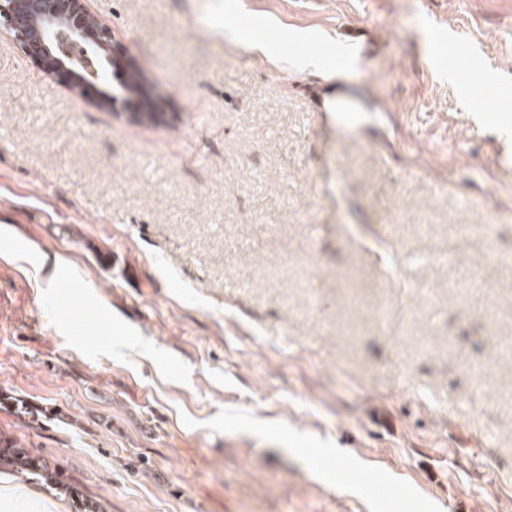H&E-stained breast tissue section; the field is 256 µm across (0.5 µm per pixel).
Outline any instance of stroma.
<instances>
[{
    "mask_svg": "<svg viewBox=\"0 0 512 512\" xmlns=\"http://www.w3.org/2000/svg\"><path fill=\"white\" fill-rule=\"evenodd\" d=\"M87 7L166 117L0 36V392L51 411L0 432L108 512H512V0ZM151 99V98H150ZM152 105L150 107H143L139 102L138 105L130 112H114L117 115L123 116L128 122L132 123H150L162 118L161 104L151 99Z\"/></svg>",
    "mask_w": 512,
    "mask_h": 512,
    "instance_id": "1",
    "label": "stroma"
}]
</instances>
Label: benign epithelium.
Masks as SVG:
<instances>
[{
    "instance_id": "benign-epithelium-1",
    "label": "benign epithelium",
    "mask_w": 512,
    "mask_h": 512,
    "mask_svg": "<svg viewBox=\"0 0 512 512\" xmlns=\"http://www.w3.org/2000/svg\"><path fill=\"white\" fill-rule=\"evenodd\" d=\"M87 15L86 0H0V28L12 35L37 69L64 88L86 87L90 103L112 110L120 96L105 82L106 74L130 69L129 56L114 44L106 25H86ZM121 116L132 123H150L163 112L154 100Z\"/></svg>"
}]
</instances>
